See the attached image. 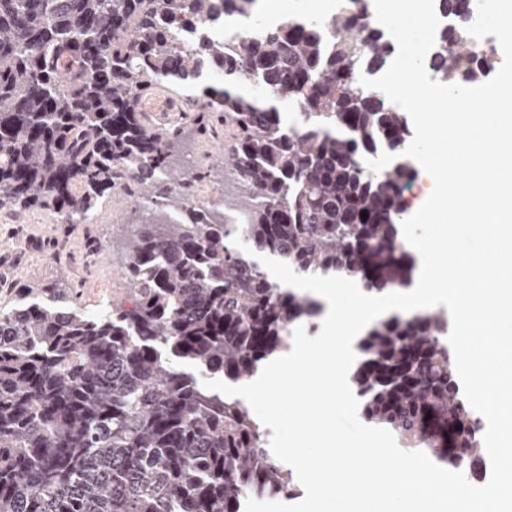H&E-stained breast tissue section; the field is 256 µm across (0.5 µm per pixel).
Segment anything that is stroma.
Instances as JSON below:
<instances>
[{
	"label": "stroma",
	"instance_id": "35a3bbf8",
	"mask_svg": "<svg viewBox=\"0 0 512 512\" xmlns=\"http://www.w3.org/2000/svg\"><path fill=\"white\" fill-rule=\"evenodd\" d=\"M128 202L113 195L98 223L59 224L43 210H0V309L26 286L65 290L80 309L124 303L131 284L123 269Z\"/></svg>",
	"mask_w": 512,
	"mask_h": 512
}]
</instances>
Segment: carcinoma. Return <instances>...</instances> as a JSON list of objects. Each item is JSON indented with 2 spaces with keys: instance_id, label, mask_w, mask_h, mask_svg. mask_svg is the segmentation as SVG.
<instances>
[{
  "instance_id": "1",
  "label": "carcinoma",
  "mask_w": 512,
  "mask_h": 512,
  "mask_svg": "<svg viewBox=\"0 0 512 512\" xmlns=\"http://www.w3.org/2000/svg\"><path fill=\"white\" fill-rule=\"evenodd\" d=\"M258 5L0 0V208L85 224L120 192L159 219L125 245L131 308L84 311L49 285L0 310V512H241L256 495L295 496L258 419L204 381L251 378L321 306L234 237L298 274L343 276L373 294L410 282L398 224L411 132L356 76L389 50L360 25L365 0L228 43L195 37L223 17L256 19ZM436 5L457 18L430 63L446 83L469 17L459 0ZM498 64L487 54L464 80ZM150 87L180 91L202 113L197 131L233 129L224 163L173 165L183 129L148 124L137 104ZM384 145L393 169L361 162ZM219 174L232 193L195 201L192 186ZM239 211L249 223H234ZM448 330L429 309L375 321L350 381L369 425L456 470L483 462L484 448Z\"/></svg>"
}]
</instances>
